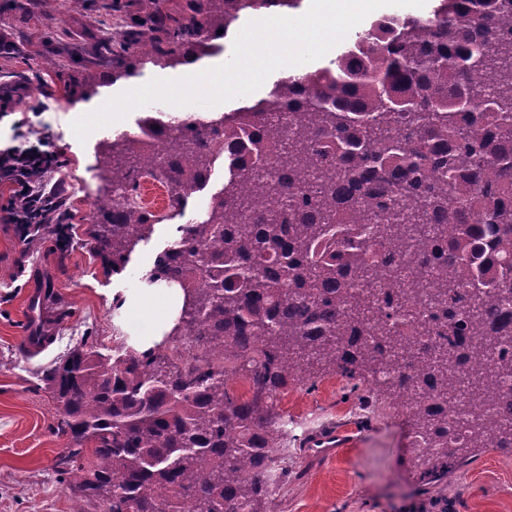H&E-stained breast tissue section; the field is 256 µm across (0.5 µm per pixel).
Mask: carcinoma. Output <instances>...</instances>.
I'll use <instances>...</instances> for the list:
<instances>
[{
	"instance_id": "carcinoma-1",
	"label": "carcinoma",
	"mask_w": 512,
	"mask_h": 512,
	"mask_svg": "<svg viewBox=\"0 0 512 512\" xmlns=\"http://www.w3.org/2000/svg\"><path fill=\"white\" fill-rule=\"evenodd\" d=\"M148 2L137 26L119 22V42L105 25L72 93L98 95L102 66L116 82L210 56L241 16L298 4L186 0V16ZM276 88L210 124L182 123L167 147L174 166L158 160L159 116L101 143V178L164 182L174 211L216 159L230 177L144 277L185 294L164 340L108 349L87 335L42 376L71 441L57 472L73 512H268L288 458L275 397L329 371L401 372L386 347H416L409 326L434 343L419 359L437 378L434 397L472 424L465 446L445 437L447 421L417 425L427 480L479 448H512V420L479 427L495 418L493 387L512 377V0L386 15L330 65ZM297 89L306 97L288 141L267 119ZM94 209L86 234L112 274L168 219L108 196ZM429 224L441 237L437 304L404 311L405 266L420 286L433 275L419 245ZM369 399L397 407L390 385L372 384Z\"/></svg>"
}]
</instances>
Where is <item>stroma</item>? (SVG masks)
Instances as JSON below:
<instances>
[{
    "label": "stroma",
    "mask_w": 512,
    "mask_h": 512,
    "mask_svg": "<svg viewBox=\"0 0 512 512\" xmlns=\"http://www.w3.org/2000/svg\"><path fill=\"white\" fill-rule=\"evenodd\" d=\"M63 14L68 34L92 35L94 19L78 8L63 9L61 0H36L28 15H20L9 0H0V33L27 39L25 53L1 55L0 68L14 76L35 74L26 96L13 112L0 118V145L20 138L45 139L60 154L67 206L75 214L74 240L68 252L54 246L52 235L27 243L10 225L0 223V512H72L73 500L56 472L68 436L57 431L58 417L41 381L43 370L84 335L112 347L114 334L129 335L132 313L114 309L115 298L132 299L146 285L145 273L156 255L170 247L177 225L200 220L211 196L229 178L223 161L212 167L210 181L190 196V206L178 218L156 225L152 237L140 243L126 270L105 274L85 233L95 223L93 207L102 183L97 171L100 143L138 131L151 111L172 114V104L155 100L130 110L114 123L79 140L71 124L84 109H99L123 92L155 79L185 77L184 67L147 69L130 80L102 87L84 100L70 95L66 72L47 70L46 44L53 34L50 14ZM44 293L47 313L40 330L49 334L41 352L23 348L28 331V300ZM367 382H347L335 373L321 375L315 387L296 382L283 389L275 405L294 425L286 481L272 512H512V450L482 448L431 485L404 438L398 411L372 412L364 397ZM333 422L355 428L350 445L326 455L303 447L304 435Z\"/></svg>",
    "instance_id": "stroma-1"
}]
</instances>
